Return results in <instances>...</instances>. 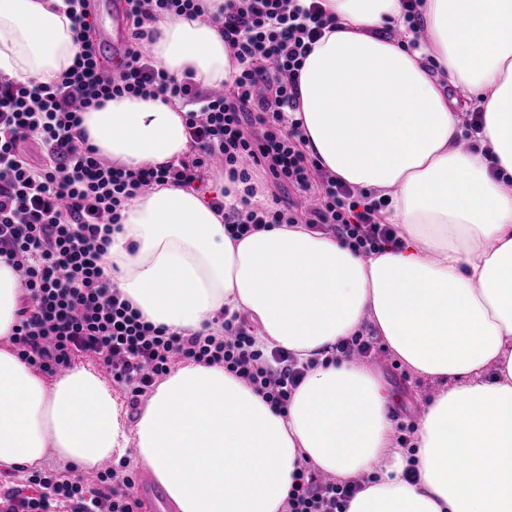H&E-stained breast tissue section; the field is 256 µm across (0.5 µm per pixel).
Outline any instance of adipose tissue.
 <instances>
[{
    "label": "adipose tissue",
    "mask_w": 512,
    "mask_h": 512,
    "mask_svg": "<svg viewBox=\"0 0 512 512\" xmlns=\"http://www.w3.org/2000/svg\"><path fill=\"white\" fill-rule=\"evenodd\" d=\"M337 20L300 73L308 152L345 182L389 197L400 247L368 257L305 225L242 240L196 193L133 199L113 232L112 282L143 319L192 333L246 312L268 346L317 359L278 413L220 366L188 363L163 381L135 427L96 371L46 385L0 349V467L54 451L71 477L134 455L176 512H286L299 464L363 476L348 512H512V0H423L429 44L406 50L400 0H322ZM62 0H0V73L48 84L80 50ZM151 46L176 79L228 83L216 25L161 20ZM455 90L458 106L448 102ZM483 114L485 153L462 138ZM184 110L127 96L84 116L90 144L130 169L185 156ZM21 282L0 260V341ZM371 325L413 373L435 383L415 455L393 447L389 399L336 343ZM494 382H486V371ZM415 464L419 479L404 473Z\"/></svg>",
    "instance_id": "adipose-tissue-1"
}]
</instances>
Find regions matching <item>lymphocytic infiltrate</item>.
Wrapping results in <instances>:
<instances>
[{
	"label": "lymphocytic infiltrate",
	"mask_w": 512,
	"mask_h": 512,
	"mask_svg": "<svg viewBox=\"0 0 512 512\" xmlns=\"http://www.w3.org/2000/svg\"><path fill=\"white\" fill-rule=\"evenodd\" d=\"M87 0H65L80 51L49 84L0 74V257L23 288L10 341L29 366L57 375L79 357L106 367L131 409L178 361L221 366L276 409H286L305 369L285 349L260 348L244 312L216 317L220 335H182L146 322L104 274L112 229L130 200L157 187L200 193L213 165L245 183L260 171L288 194L272 206L225 210L223 196L209 207L238 240L268 224H304L370 254L400 246L383 220L385 197L336 178L306 153L298 111L299 75L312 46L334 17L319 0H225L212 15L204 0H126L131 45L116 72L100 70ZM202 19L219 27L238 71L232 83L201 89L177 80L142 49L160 19ZM157 93L185 107L189 155L168 164L129 170L89 144L83 114L125 95ZM36 141L32 162L24 146ZM27 487L0 476V512H135L133 473L108 468L95 484L35 470ZM365 487L302 467L288 494V512H346Z\"/></svg>",
	"instance_id": "obj_1"
}]
</instances>
